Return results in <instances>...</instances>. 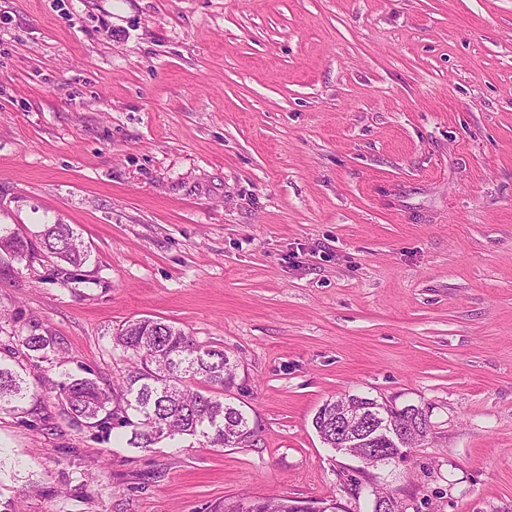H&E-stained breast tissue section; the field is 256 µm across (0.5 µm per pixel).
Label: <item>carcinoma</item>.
Instances as JSON below:
<instances>
[{
    "label": "carcinoma",
    "instance_id": "cac0c4a2",
    "mask_svg": "<svg viewBox=\"0 0 512 512\" xmlns=\"http://www.w3.org/2000/svg\"><path fill=\"white\" fill-rule=\"evenodd\" d=\"M40 250L73 267L90 257L69 224H45L39 232ZM30 241L19 229L0 226V252L23 260L30 256ZM33 352L54 348L52 337L32 333L22 340ZM112 349L126 354L130 365L116 383L101 386L90 377H65L54 385L62 414L88 428L109 420L132 427L129 445L149 448L175 436H190L209 447L227 448L250 441L253 430L237 407L210 394L213 387L228 388L236 378L237 362L216 346L204 345L184 330L161 319L126 322L112 335ZM26 394L20 375L0 363V411L25 410ZM361 412L374 427L397 425L422 410L418 405L400 409L373 398L344 395L323 403L312 425L322 442L336 447V413L344 407ZM224 512H301L299 503L284 498L239 499Z\"/></svg>",
    "mask_w": 512,
    "mask_h": 512
}]
</instances>
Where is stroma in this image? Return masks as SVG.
Returning <instances> with one entry per match:
<instances>
[{"mask_svg":"<svg viewBox=\"0 0 512 512\" xmlns=\"http://www.w3.org/2000/svg\"><path fill=\"white\" fill-rule=\"evenodd\" d=\"M54 222L91 254L69 285L0 256V361L38 393L0 413V512H512V0H0V224ZM142 318L238 360L248 444L64 419L43 381L111 383ZM348 393L428 437L328 448ZM352 407L361 412L374 427H379L381 424L392 425L387 432H383L384 440L386 443L392 446H404L405 437L409 432H414L416 429L412 426L410 428H404L395 426L397 424L405 423L407 419L414 417L415 413L425 412L426 410L418 405H405L404 407L397 409L388 406L384 403H379L377 400L368 397H361L356 395H344L334 400H327L323 403L317 412L315 413L312 425L321 438L322 442L328 445L330 448L336 447V430L338 432L337 444L342 446V452L349 454L353 457L359 458L362 461L375 460L378 457L380 448H385L381 444L380 440L372 442V446L364 443V447L360 454H353L350 451V442L358 441V437L361 434H353L347 425H353L357 423V420L353 418V415H347L342 417L339 415L336 421V413H338L342 407ZM343 419V420H342ZM342 421V422H341ZM336 424L338 427L336 428ZM341 427L339 428V425ZM299 505L298 501L284 498H268L261 501L240 498L235 505H225L224 512H302Z\"/></svg>","mask_w":512,"mask_h":512,"instance_id":"obj_1","label":"stroma"}]
</instances>
